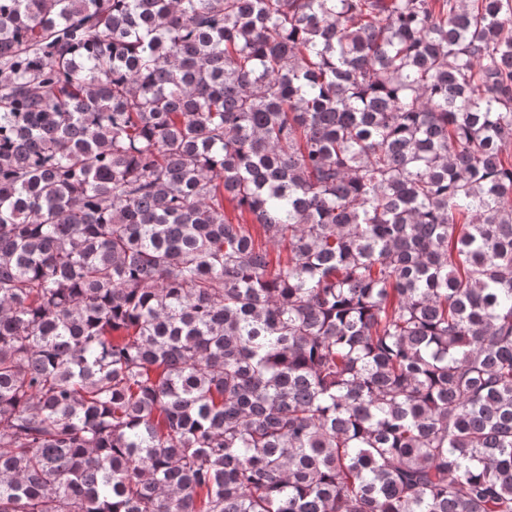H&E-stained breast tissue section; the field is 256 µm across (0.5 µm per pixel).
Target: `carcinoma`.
<instances>
[{
	"label": "carcinoma",
	"mask_w": 512,
	"mask_h": 512,
	"mask_svg": "<svg viewBox=\"0 0 512 512\" xmlns=\"http://www.w3.org/2000/svg\"><path fill=\"white\" fill-rule=\"evenodd\" d=\"M507 143L512 0H0V512H512Z\"/></svg>",
	"instance_id": "1"
}]
</instances>
